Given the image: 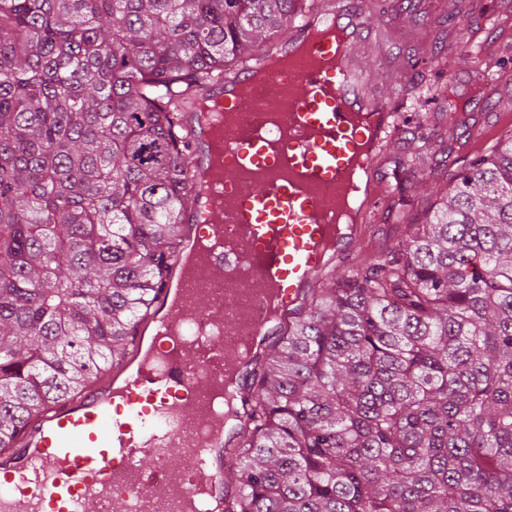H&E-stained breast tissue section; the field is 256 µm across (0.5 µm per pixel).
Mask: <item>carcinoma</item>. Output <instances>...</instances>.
<instances>
[{
  "instance_id": "1",
  "label": "carcinoma",
  "mask_w": 512,
  "mask_h": 512,
  "mask_svg": "<svg viewBox=\"0 0 512 512\" xmlns=\"http://www.w3.org/2000/svg\"><path fill=\"white\" fill-rule=\"evenodd\" d=\"M311 0H0V449L128 354L180 251L199 96ZM447 60L399 59L438 101ZM316 289L224 512H512V130Z\"/></svg>"
}]
</instances>
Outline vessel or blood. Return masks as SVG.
<instances>
[{
    "mask_svg": "<svg viewBox=\"0 0 512 512\" xmlns=\"http://www.w3.org/2000/svg\"><path fill=\"white\" fill-rule=\"evenodd\" d=\"M365 10L315 0L277 50L224 77L220 183L207 213H185V235L206 233L213 247L192 278L161 289L131 353L79 397L31 417L0 451V512H224V461L247 425L249 374L313 288L352 260L349 238L324 245L349 174L365 141L380 157L399 120L388 98L372 102L352 62ZM302 53L303 63L269 70L273 58ZM197 183L202 130L185 113ZM280 311L265 317L268 293ZM245 366L227 408L236 430L215 435L214 395L227 372ZM178 448L195 458L193 480L171 465Z\"/></svg>",
    "mask_w": 512,
    "mask_h": 512,
    "instance_id": "obj_1",
    "label": "vessel or blood"
}]
</instances>
